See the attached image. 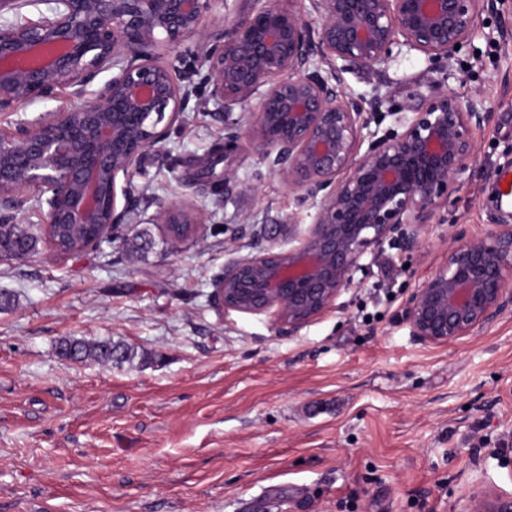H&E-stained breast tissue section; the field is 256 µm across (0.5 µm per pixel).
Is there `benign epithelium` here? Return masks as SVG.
I'll return each mask as SVG.
<instances>
[{
  "instance_id": "obj_1",
  "label": "benign epithelium",
  "mask_w": 512,
  "mask_h": 512,
  "mask_svg": "<svg viewBox=\"0 0 512 512\" xmlns=\"http://www.w3.org/2000/svg\"><path fill=\"white\" fill-rule=\"evenodd\" d=\"M216 0H0V13L44 4L50 15L0 25V111L71 89L66 109L0 127V217L15 194L34 188L45 224L117 221L116 176L131 175L140 157L165 140L184 110L180 75L161 51L208 37L203 58L211 97L228 116L254 104L248 134L274 155L288 188L312 195L325 188L315 224L286 252L247 257L216 281L224 308L245 314L275 310L293 331L353 284L366 254L398 233L417 243L418 229L465 181L476 152L479 112L454 91L436 97L402 131L359 153L364 119L329 79L310 70V36L284 0L234 24L231 37L207 33ZM487 0H313L321 17L322 55L357 70L387 61L402 42L429 57H452L467 40ZM111 72L97 89L87 85ZM48 194L42 198V194ZM156 224H198L189 205L159 212ZM512 310V225L483 237L457 238L435 272L409 299L412 333L430 344L471 336ZM456 512H512V491L484 485Z\"/></svg>"
}]
</instances>
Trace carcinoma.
Wrapping results in <instances>:
<instances>
[{
  "label": "carcinoma",
  "instance_id": "1",
  "mask_svg": "<svg viewBox=\"0 0 512 512\" xmlns=\"http://www.w3.org/2000/svg\"><path fill=\"white\" fill-rule=\"evenodd\" d=\"M224 160V143H216L211 150V160L203 172L204 177L215 176L216 167ZM106 231L101 224H53L44 236L52 239L58 251L71 253L81 250L92 243H98L105 237ZM42 236V237H44ZM42 237L33 233L23 224L0 222V256L10 257L17 254H33L38 251ZM152 232L145 226L126 239V245L134 251L143 250L150 245ZM57 355L70 361H94L121 367L131 364L135 359H145L144 354L122 340L105 338L89 341L84 338L65 337L57 344Z\"/></svg>",
  "mask_w": 512,
  "mask_h": 512
}]
</instances>
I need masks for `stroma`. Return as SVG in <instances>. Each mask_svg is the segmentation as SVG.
I'll list each match as a JSON object with an SVG mask.
<instances>
[{"label":"stroma","instance_id":"stroma-1","mask_svg":"<svg viewBox=\"0 0 512 512\" xmlns=\"http://www.w3.org/2000/svg\"><path fill=\"white\" fill-rule=\"evenodd\" d=\"M185 77L184 111L132 179L127 211L73 254L42 242L0 258V512H454L475 464L512 490L494 449L512 445V311L445 345L414 336L409 297L460 236L512 224V0H491L452 59L393 45L365 71L312 53L362 112L361 150L450 90L493 107L475 129L470 179L417 245L384 244L353 284L295 331L275 313L225 309L215 282L241 259L300 245L321 196L289 191L248 137L252 115L217 112L194 42L165 53ZM237 136L217 182L198 175ZM250 185L247 193L238 184ZM189 204L193 234L155 231L145 254L122 238ZM112 338L150 355L113 368L58 358L60 339Z\"/></svg>","mask_w":512,"mask_h":512}]
</instances>
